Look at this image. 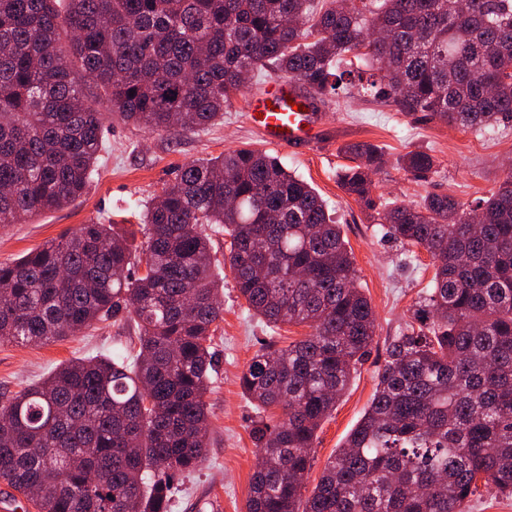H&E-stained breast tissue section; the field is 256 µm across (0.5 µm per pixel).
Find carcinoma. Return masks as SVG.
Instances as JSON below:
<instances>
[{
    "label": "carcinoma",
    "mask_w": 512,
    "mask_h": 512,
    "mask_svg": "<svg viewBox=\"0 0 512 512\" xmlns=\"http://www.w3.org/2000/svg\"><path fill=\"white\" fill-rule=\"evenodd\" d=\"M348 53L380 72L360 89L399 112L479 134L512 125V0H0V224L86 193L106 113L85 103L78 69L124 121L175 133L223 118L268 68L312 106L352 76ZM341 152L343 186L374 206L379 149ZM402 166L419 178L436 160L410 151ZM382 221L430 254L432 288L310 496L316 432L375 315L324 201L255 149L181 168L146 207L138 249L107 218L0 263V339L55 341L122 309L139 336L136 351L72 360L0 400V482L33 490L37 512H171L174 484L208 460L224 265L248 311L312 329L239 377L259 414L247 512H465L480 481L512 495V172L472 209L434 194ZM209 224L224 228L222 260Z\"/></svg>",
    "instance_id": "carcinoma-1"
}]
</instances>
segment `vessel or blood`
I'll list each match as a JSON object with an SVG mask.
<instances>
[{"label": "vessel or blood", "mask_w": 512, "mask_h": 512, "mask_svg": "<svg viewBox=\"0 0 512 512\" xmlns=\"http://www.w3.org/2000/svg\"><path fill=\"white\" fill-rule=\"evenodd\" d=\"M293 94V89H282L273 96L270 103L257 105L256 110L261 117L256 125L269 145L298 151L310 141L309 129L315 126L317 116L312 112L294 110L287 102Z\"/></svg>", "instance_id": "b4317fda"}]
</instances>
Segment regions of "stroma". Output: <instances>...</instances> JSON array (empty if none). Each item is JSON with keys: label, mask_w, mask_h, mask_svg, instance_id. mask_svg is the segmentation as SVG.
Segmentation results:
<instances>
[{"label": "stroma", "mask_w": 512, "mask_h": 512, "mask_svg": "<svg viewBox=\"0 0 512 512\" xmlns=\"http://www.w3.org/2000/svg\"><path fill=\"white\" fill-rule=\"evenodd\" d=\"M277 82L274 76L258 78L225 109L223 121L200 131L151 132L111 118L105 133L108 151L87 193L71 205L36 215L29 223L0 225V262H12L91 219L142 210L186 164L239 148L264 149L247 111L252 97ZM318 114L319 134L310 149L301 154L280 149L276 155L318 192L340 224L360 286L376 314V333L369 356L317 432L305 480L310 489L363 415L392 337L413 323L414 303L431 288L433 268L428 252L390 239L379 224V210L417 204L431 194H448L464 206H473L498 189L512 165V126L484 137L430 119L423 112L395 111L373 97L358 95L349 85L319 103ZM354 142L372 143L386 158L372 177L371 196L377 204L373 210L348 194L338 180L339 171L348 163L340 148ZM411 150L432 154L436 168L422 178L406 173L400 158ZM218 278L224 287V319L215 335L216 373L206 396L208 463L182 479L172 512H246L249 480L258 461L251 435L257 410L243 394L238 378L265 344L285 347L310 332L305 325L266 327L249 316L229 269L220 268ZM136 343L137 333L122 312L109 325L55 342L0 341V395L21 391L62 363L108 356L117 345Z\"/></svg>", "instance_id": "obj_1"}]
</instances>
